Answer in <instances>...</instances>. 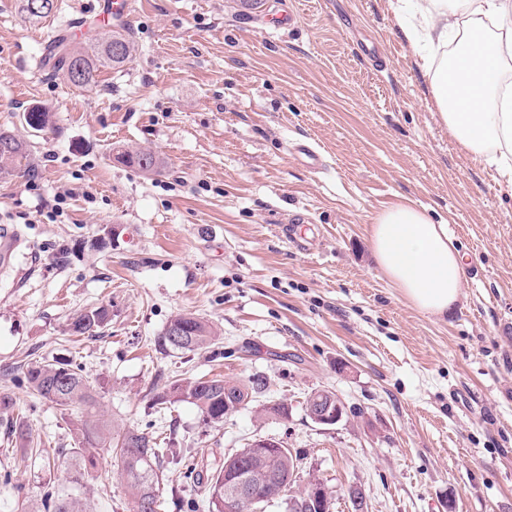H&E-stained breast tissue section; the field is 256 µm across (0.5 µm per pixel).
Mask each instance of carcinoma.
I'll list each match as a JSON object with an SVG mask.
<instances>
[{
	"instance_id": "obj_1",
	"label": "carcinoma",
	"mask_w": 512,
	"mask_h": 512,
	"mask_svg": "<svg viewBox=\"0 0 512 512\" xmlns=\"http://www.w3.org/2000/svg\"><path fill=\"white\" fill-rule=\"evenodd\" d=\"M19 12L31 20H41L58 10V0H17ZM90 45L69 47L60 44L61 54L58 68L62 78L75 87H84L94 82L101 66L120 68L131 60L133 40L128 31H115L108 35L88 38ZM120 46L115 53L113 46ZM24 125L33 132H41L52 124V115L35 106L23 113ZM9 145L0 150V174H9L28 162L27 143L7 130H0V142ZM125 165L144 174L158 172L160 160L150 151L139 149L123 154ZM111 321V312L101 306L85 311L73 318L70 332L75 336L94 337ZM180 326L187 337V344L175 346L168 332L158 338L163 351L177 349L196 352L209 348L219 336L217 328L202 317L191 313L180 314L171 319ZM27 387L41 398L53 403L58 409L67 411L83 409V415L74 422L75 446L63 449L60 455L68 465L78 471L93 469L97 465L100 451L110 448L115 451L117 466L126 481L131 496V512H157L160 485L163 481L164 463L167 460L183 466L189 473L197 468L190 451L179 452L165 440H159L137 430L112 431V424L105 418L98 401L97 389L84 370L65 358L37 361L27 366L24 372ZM242 407H247L255 398L267 390L264 377L254 375L246 381H229ZM177 401L193 404L208 423L224 422V379L173 381L169 388L156 394L153 405L163 406ZM263 415L288 419V403L282 399L270 400L262 408ZM255 478L278 476L285 482L284 497L303 500L304 488L300 482L311 474H303L301 458L288 449L270 448L264 453L248 459ZM237 460L224 457V464L207 476L204 485L205 499L190 502V509L199 512L206 507L208 512H224V477L231 475ZM46 498L52 502L53 512H89L82 498L58 495L51 492Z\"/></svg>"
}]
</instances>
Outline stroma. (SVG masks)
Listing matches in <instances>:
<instances>
[{
    "label": "stroma",
    "instance_id": "35a3bbf8",
    "mask_svg": "<svg viewBox=\"0 0 512 512\" xmlns=\"http://www.w3.org/2000/svg\"><path fill=\"white\" fill-rule=\"evenodd\" d=\"M135 0V51L78 88L57 72L52 37L81 46L98 0H59L31 22L0 0V128L26 136L29 168L0 176V393L15 400L30 449L0 420V512L45 507L47 490L89 493L95 512H129L103 450L94 475L56 460L77 411L32 393L23 367L65 357L101 379L115 429L167 437L214 471L255 436L282 439L351 512H512V189L440 119L423 61L389 0ZM40 106L53 125L27 136ZM321 147L314 170L291 152ZM148 149L145 175L116 161ZM412 201L467 256L448 315L420 313L378 270L374 216ZM307 219L305 247L282 232ZM110 306L100 336L71 335L77 314ZM220 330L208 349L162 352L177 314ZM264 376L268 390L223 425L152 396L176 379ZM317 389L362 414L331 427L304 411ZM287 399L288 420L262 417Z\"/></svg>",
    "mask_w": 512,
    "mask_h": 512
}]
</instances>
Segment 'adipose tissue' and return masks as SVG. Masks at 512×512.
<instances>
[{"label":"adipose tissue","mask_w":512,"mask_h":512,"mask_svg":"<svg viewBox=\"0 0 512 512\" xmlns=\"http://www.w3.org/2000/svg\"><path fill=\"white\" fill-rule=\"evenodd\" d=\"M401 31L423 59L442 121L475 159L512 188V0H390ZM382 274L418 311L444 316L461 295L464 257L411 202L394 204L370 227Z\"/></svg>","instance_id":"adipose-tissue-1"}]
</instances>
